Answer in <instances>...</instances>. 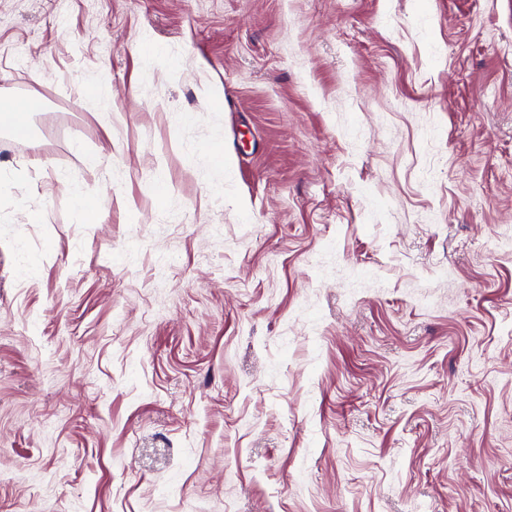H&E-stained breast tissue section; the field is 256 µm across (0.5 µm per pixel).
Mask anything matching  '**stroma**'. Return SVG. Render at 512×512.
I'll list each match as a JSON object with an SVG mask.
<instances>
[{"mask_svg":"<svg viewBox=\"0 0 512 512\" xmlns=\"http://www.w3.org/2000/svg\"><path fill=\"white\" fill-rule=\"evenodd\" d=\"M1 88L0 512H512V0H0ZM32 111L19 98L0 96V119L13 137H27L32 126Z\"/></svg>","mask_w":512,"mask_h":512,"instance_id":"35a3bbf8","label":"stroma"}]
</instances>
